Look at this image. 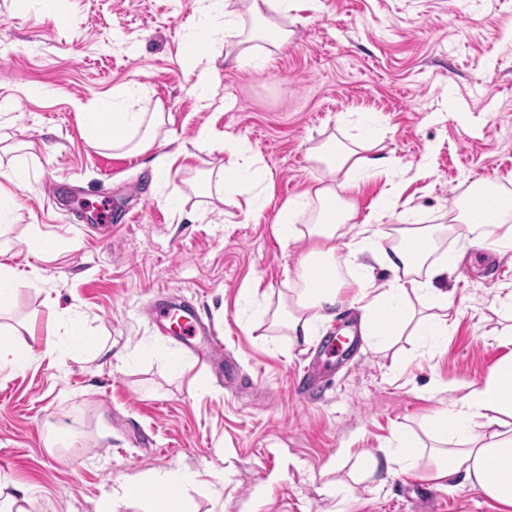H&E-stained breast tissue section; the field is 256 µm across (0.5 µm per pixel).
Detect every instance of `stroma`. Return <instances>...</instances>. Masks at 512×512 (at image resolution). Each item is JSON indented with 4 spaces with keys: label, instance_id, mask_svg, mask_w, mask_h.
Returning a JSON list of instances; mask_svg holds the SVG:
<instances>
[{
    "label": "stroma",
    "instance_id": "1",
    "mask_svg": "<svg viewBox=\"0 0 512 512\" xmlns=\"http://www.w3.org/2000/svg\"><path fill=\"white\" fill-rule=\"evenodd\" d=\"M511 23L512 0H320L281 18L293 36L264 70L219 69L203 108L182 64L197 0H0V189L16 200L0 216V250L18 270H42L0 310V323L36 332L30 366L0 369V491L30 487L32 512H97L123 478L188 468L205 474L187 489L197 512H495L470 485L437 486L426 457L356 480L334 465L382 455L398 426L422 433L440 405L435 388L460 397L507 355L492 333L505 324L512 260L468 247L440 283L452 308L435 350L408 335L386 348L360 337L329 359L326 339L358 325L356 307L338 306L295 345L260 304L291 296L288 271L308 247L273 224L312 183L311 148L355 136L366 116L380 118V153L402 175L400 205L415 220L436 223L478 181L512 190ZM132 86L171 114L167 175L151 153L105 148L84 131L81 107ZM203 125L258 156L262 211L247 213L244 187L221 200L198 194L225 161L194 146ZM218 205L214 224L202 211ZM34 226L53 239L52 259L28 252ZM247 285L255 303L240 296ZM158 299L214 328L220 366L201 364L197 346L156 321ZM73 305L111 345V363L41 359L47 344L67 346L61 318ZM305 373L320 391L298 399L291 385ZM52 426L68 441L53 454Z\"/></svg>",
    "mask_w": 512,
    "mask_h": 512
}]
</instances>
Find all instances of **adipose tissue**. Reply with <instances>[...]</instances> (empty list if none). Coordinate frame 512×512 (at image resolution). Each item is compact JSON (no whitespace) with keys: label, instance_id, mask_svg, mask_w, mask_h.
Segmentation results:
<instances>
[{"label":"adipose tissue","instance_id":"adipose-tissue-1","mask_svg":"<svg viewBox=\"0 0 512 512\" xmlns=\"http://www.w3.org/2000/svg\"><path fill=\"white\" fill-rule=\"evenodd\" d=\"M297 0H242L239 8L217 9L215 0H199L202 25L190 33L184 45L183 62L196 75L195 91L199 103H208L217 80L218 61L237 68L265 69L270 48H282L290 38L288 29L277 19L295 10ZM249 14L262 27V47L242 41L241 14ZM223 43V57H216L214 46ZM88 135L98 144L127 154L152 149L162 129L170 121L161 103H148L127 89L122 101L108 112H83ZM376 121L365 123V131L351 144L329 140L311 153L321 175L299 195L287 199L277 212L276 233L283 239H305L308 251L293 272L296 297L288 305L265 308L272 326L284 329L296 340L309 341L316 323L323 321L341 302L346 289H355V302L362 312V336L379 346L398 342L405 330L442 342L448 334L447 290L434 287L433 280L451 275L463 263L466 245L482 225L493 228V252H512V192L491 193L481 209L466 211L450 208L441 223L414 225L409 211L400 209V191L391 187L382 192L373 218H360L354 198L364 179L392 174L391 158L375 151ZM219 141L227 161L206 192L224 196L245 181L261 185V169L245 142L239 138L217 137L214 130L201 126L195 144ZM306 224H299V217ZM397 220L396 240L390 247L377 245L376 223ZM447 233L461 241V249L440 251L438 242ZM346 238L345 260H338L336 242ZM346 275H339L338 266ZM384 269L390 277L377 283L375 269ZM430 439L431 478L444 486L460 481L476 487L498 507L512 512V354L501 358L482 380L466 385L464 394L435 410L427 419L424 436L398 429L393 436L392 452L386 459L359 455L353 461L337 460V468H348L350 477L365 476L379 469L381 462L414 464L421 455L423 439ZM198 472L186 470L179 475L154 471L134 476L122 484L124 494L139 498L142 512H196L186 485L197 483ZM164 489V505L156 507L147 488Z\"/></svg>","mask_w":512,"mask_h":512}]
</instances>
